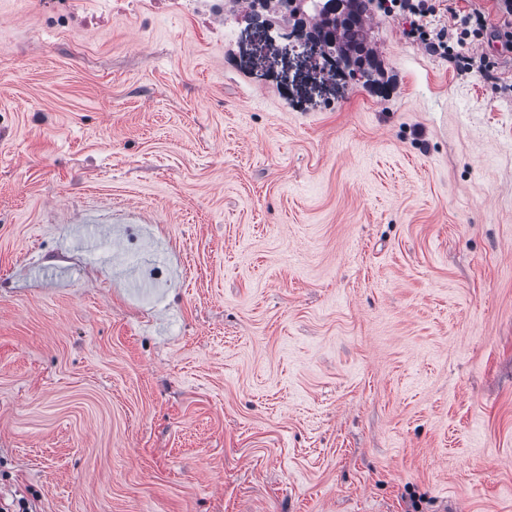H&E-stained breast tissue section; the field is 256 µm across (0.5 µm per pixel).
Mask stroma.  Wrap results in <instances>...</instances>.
I'll use <instances>...</instances> for the list:
<instances>
[{"label":"stroma","instance_id":"obj_1","mask_svg":"<svg viewBox=\"0 0 512 512\" xmlns=\"http://www.w3.org/2000/svg\"><path fill=\"white\" fill-rule=\"evenodd\" d=\"M408 26L366 86L238 0H0V491L512 512V61Z\"/></svg>","mask_w":512,"mask_h":512}]
</instances>
